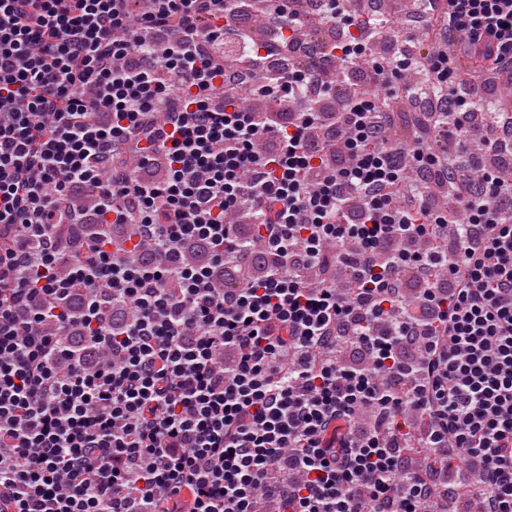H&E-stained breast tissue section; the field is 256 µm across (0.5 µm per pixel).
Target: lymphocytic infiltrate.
Masks as SVG:
<instances>
[{"label":"lymphocytic infiltrate","mask_w":512,"mask_h":512,"mask_svg":"<svg viewBox=\"0 0 512 512\" xmlns=\"http://www.w3.org/2000/svg\"><path fill=\"white\" fill-rule=\"evenodd\" d=\"M126 2L0 0V512H430L463 491L512 512V114L478 123L482 84L442 56L451 164L389 144L396 113L360 92L323 124L327 58L365 50L377 17L288 0L289 32L341 18L360 39L255 85L283 109L269 126L218 49L238 0ZM423 2L512 81V0ZM131 142L164 183L128 166ZM243 202L247 231L224 221ZM330 241L344 293L305 280Z\"/></svg>","instance_id":"obj_1"}]
</instances>
